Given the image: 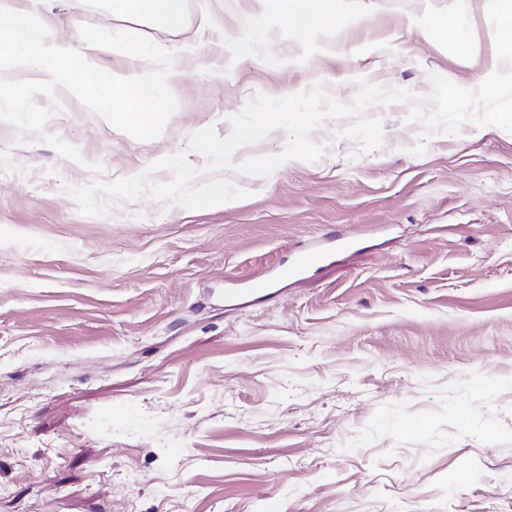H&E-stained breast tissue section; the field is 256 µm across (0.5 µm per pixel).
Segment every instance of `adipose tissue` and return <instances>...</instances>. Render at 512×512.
I'll use <instances>...</instances> for the list:
<instances>
[{
    "label": "adipose tissue",
    "instance_id": "ef3b65f1",
    "mask_svg": "<svg viewBox=\"0 0 512 512\" xmlns=\"http://www.w3.org/2000/svg\"><path fill=\"white\" fill-rule=\"evenodd\" d=\"M49 0H0V85L10 86L17 73L42 76L62 89L75 88L89 98L103 122L121 121L137 138L151 140L161 130L166 97L164 88L180 75L184 58L195 55V46H185L170 57L163 68L145 75L135 68L102 71L98 57L105 48L95 34L81 30L82 0H69L67 24L72 37L59 35L56 26L43 20ZM497 7L486 18L499 47L492 70L476 77L472 88L479 96L497 93L500 73L512 71V0H496ZM269 12L296 27L299 38L319 47L325 36L352 14L351 0H265ZM108 11L116 20L154 23L171 32L188 22L186 0H108Z\"/></svg>",
    "mask_w": 512,
    "mask_h": 512
}]
</instances>
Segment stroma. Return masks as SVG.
I'll return each instance as SVG.
<instances>
[{
  "label": "stroma",
  "mask_w": 512,
  "mask_h": 512,
  "mask_svg": "<svg viewBox=\"0 0 512 512\" xmlns=\"http://www.w3.org/2000/svg\"><path fill=\"white\" fill-rule=\"evenodd\" d=\"M212 2L188 0L186 32L141 24L135 54L98 59L149 73L157 46L207 41L155 140L15 77L43 109L0 119V512H512V80L470 96L495 61L490 0H354L325 53L262 0H223L202 28ZM452 10L458 41L408 28ZM362 79L413 96L368 108L377 149L330 118L318 160L239 172L285 149L273 129L234 152V205L88 216L64 191L168 183L154 159L203 168L190 135L227 136L257 94L319 82L348 104ZM331 234L358 243L225 301ZM271 286V280L265 275L254 276L243 283L241 288H225L224 297L234 294H245L250 296L262 295L268 293Z\"/></svg>",
  "instance_id": "1"
}]
</instances>
